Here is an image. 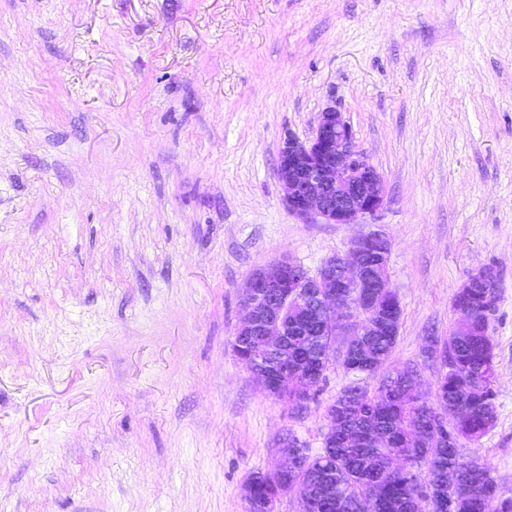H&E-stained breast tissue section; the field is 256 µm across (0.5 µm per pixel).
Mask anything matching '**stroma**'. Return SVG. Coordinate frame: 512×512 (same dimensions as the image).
Listing matches in <instances>:
<instances>
[{"label":"stroma","instance_id":"1","mask_svg":"<svg viewBox=\"0 0 512 512\" xmlns=\"http://www.w3.org/2000/svg\"><path fill=\"white\" fill-rule=\"evenodd\" d=\"M329 107L385 182L389 367L433 394L427 339L497 273V418L461 452L512 498V0H0V512H247L284 438L320 451L350 375L298 412L233 344L255 269L364 230L283 200Z\"/></svg>","mask_w":512,"mask_h":512}]
</instances>
